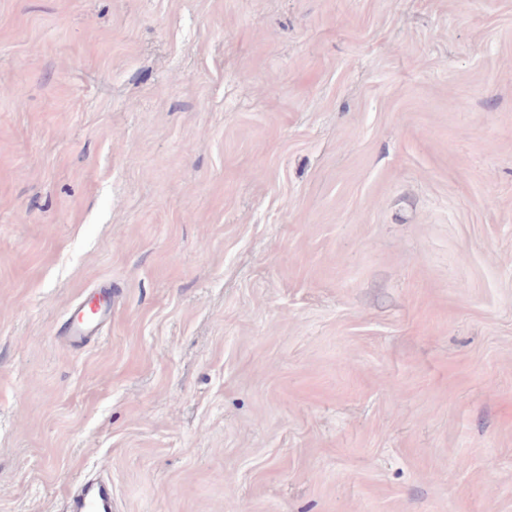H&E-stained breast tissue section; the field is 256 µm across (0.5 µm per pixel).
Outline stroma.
Masks as SVG:
<instances>
[{
	"mask_svg": "<svg viewBox=\"0 0 512 512\" xmlns=\"http://www.w3.org/2000/svg\"><path fill=\"white\" fill-rule=\"evenodd\" d=\"M90 479L512 512V0H0V512ZM95 304L98 318L94 321H85L82 319V309L88 304ZM112 314V291L101 288L92 293L90 300L80 307H76L71 320L66 322L60 337L70 347H80L91 337L96 336L100 326Z\"/></svg>",
	"mask_w": 512,
	"mask_h": 512,
	"instance_id": "obj_1",
	"label": "stroma"
}]
</instances>
